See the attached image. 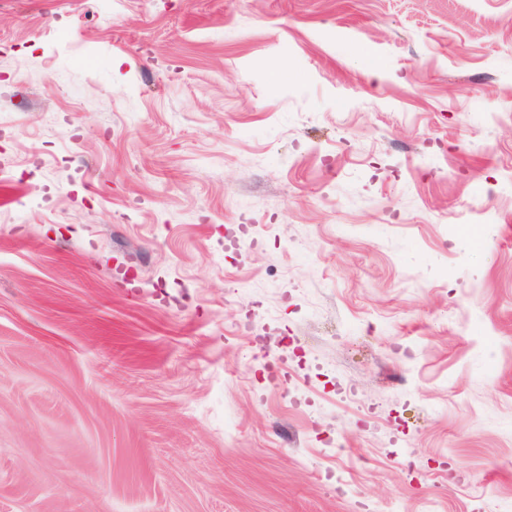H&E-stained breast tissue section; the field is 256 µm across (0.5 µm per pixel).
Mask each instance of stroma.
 I'll return each mask as SVG.
<instances>
[{
    "label": "stroma",
    "instance_id": "1",
    "mask_svg": "<svg viewBox=\"0 0 512 512\" xmlns=\"http://www.w3.org/2000/svg\"><path fill=\"white\" fill-rule=\"evenodd\" d=\"M0 512H512V0H0Z\"/></svg>",
    "mask_w": 512,
    "mask_h": 512
}]
</instances>
